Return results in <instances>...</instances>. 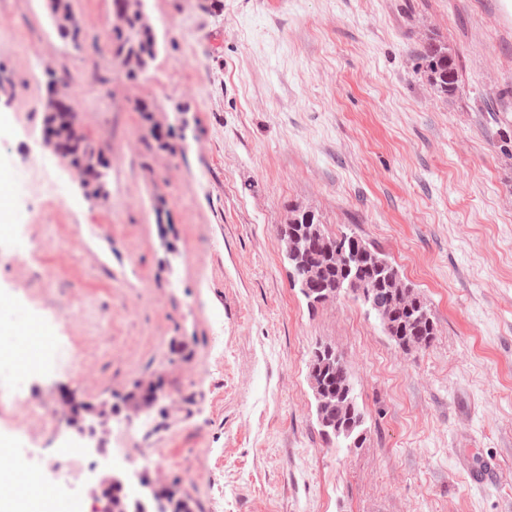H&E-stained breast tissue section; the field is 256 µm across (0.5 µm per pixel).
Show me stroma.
<instances>
[{
  "mask_svg": "<svg viewBox=\"0 0 512 512\" xmlns=\"http://www.w3.org/2000/svg\"><path fill=\"white\" fill-rule=\"evenodd\" d=\"M70 5L79 49L49 0H0V302L83 359L0 373L18 395L0 441L65 389L112 405L108 450L130 472L162 460L194 512H512V0H143L158 51L133 79L108 49L112 0ZM432 39L456 59L449 97L418 65ZM65 72L110 159L96 197L42 145ZM296 210L389 256L434 314L429 348L404 353L347 297L309 312L277 236ZM320 344L350 363L362 447L319 433ZM149 379L160 400L127 418ZM59 439L39 483L93 510L98 459L59 475ZM69 0H51L50 8L60 39L73 47H81V32L72 14Z\"/></svg>",
  "mask_w": 512,
  "mask_h": 512,
  "instance_id": "obj_1",
  "label": "stroma"
}]
</instances>
